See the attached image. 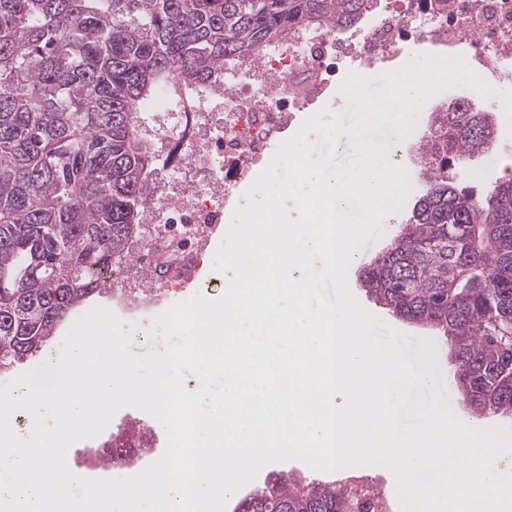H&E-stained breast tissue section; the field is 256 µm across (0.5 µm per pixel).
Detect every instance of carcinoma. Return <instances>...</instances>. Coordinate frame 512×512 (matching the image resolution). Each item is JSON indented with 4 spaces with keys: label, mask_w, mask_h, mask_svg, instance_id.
Masks as SVG:
<instances>
[{
    "label": "carcinoma",
    "mask_w": 512,
    "mask_h": 512,
    "mask_svg": "<svg viewBox=\"0 0 512 512\" xmlns=\"http://www.w3.org/2000/svg\"><path fill=\"white\" fill-rule=\"evenodd\" d=\"M376 0H0V374L41 352L130 258L155 144L140 104L255 60L296 26L343 30ZM495 140L491 112L442 107L422 194L360 276L379 307L448 340L478 416L512 414V174L477 195L449 177ZM336 482L277 477L234 512H357Z\"/></svg>",
    "instance_id": "carcinoma-1"
}]
</instances>
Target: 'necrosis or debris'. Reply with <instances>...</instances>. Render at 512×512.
Here are the masks:
<instances>
[{"label":"necrosis or debris","instance_id":"obj_1","mask_svg":"<svg viewBox=\"0 0 512 512\" xmlns=\"http://www.w3.org/2000/svg\"><path fill=\"white\" fill-rule=\"evenodd\" d=\"M425 45L481 68L490 86L512 79V0H382L375 20L341 31L292 29L223 80L167 97L142 131L165 155L155 169L147 235L120 271L103 272L122 311L158 306L191 283L202 244L224 220L233 189L294 113L322 94L343 62L371 66Z\"/></svg>","mask_w":512,"mask_h":512}]
</instances>
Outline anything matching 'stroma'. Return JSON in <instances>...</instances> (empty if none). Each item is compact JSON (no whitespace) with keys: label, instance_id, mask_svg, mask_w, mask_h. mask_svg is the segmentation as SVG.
<instances>
[{"label":"stroma","instance_id":"1","mask_svg":"<svg viewBox=\"0 0 512 512\" xmlns=\"http://www.w3.org/2000/svg\"><path fill=\"white\" fill-rule=\"evenodd\" d=\"M460 93V88L454 87L429 98L419 112L414 130L401 144V163L410 174V197H417L423 188V179L415 161V149L431 123L433 112L442 104L448 102L449 99L460 95ZM494 122L497 129V141L494 147L472 161L473 175L469 178L461 177V186L473 190L480 189L483 183L501 176L508 164L512 163L506 157L507 150H512V120L508 119L506 112L501 110L495 112ZM408 214V209L404 208L385 218L382 223L383 234L381 238L367 241L363 250L356 252L355 260L348 270V284L360 304L380 319V326L373 330L374 336L385 339L388 338L390 330L400 331L399 342L403 346L405 356L411 359L418 354L420 339H432L433 346L437 351V361L433 371L435 374L446 377L454 372L455 367L448 359L443 336L434 329L402 321L376 306L357 281L358 276L368 268L371 260L384 246L386 240L394 234L398 224L405 222ZM223 238V229L219 228L213 232L205 246L206 259L197 272L194 281L179 293L171 296L168 300L169 305L174 306L187 302L198 295L214 301L223 298L224 277L213 267V258ZM121 430L134 435L145 432L150 437L148 447L136 449L133 455V464L131 467L124 469V476L128 477L140 472L151 463L156 455L163 453L167 447V434L159 421L138 408L125 407L114 415L101 434L72 445L67 457L69 468L85 478L112 477L113 469L110 465L112 439Z\"/></svg>","mask_w":512,"mask_h":512}]
</instances>
